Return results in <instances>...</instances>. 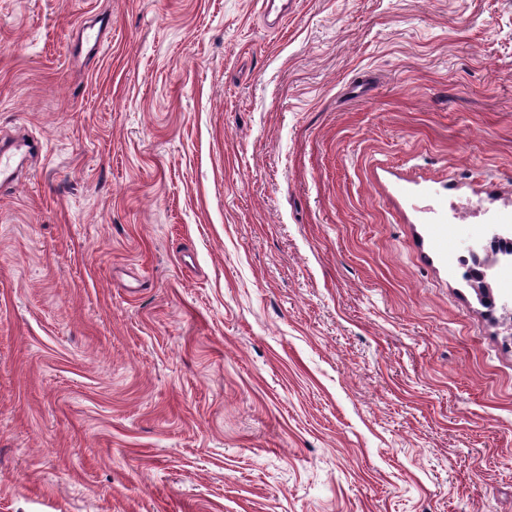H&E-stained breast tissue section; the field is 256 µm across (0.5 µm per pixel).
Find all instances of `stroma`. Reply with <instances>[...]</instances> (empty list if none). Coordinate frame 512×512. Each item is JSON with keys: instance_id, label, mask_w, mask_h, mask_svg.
Returning <instances> with one entry per match:
<instances>
[{"instance_id": "1", "label": "stroma", "mask_w": 512, "mask_h": 512, "mask_svg": "<svg viewBox=\"0 0 512 512\" xmlns=\"http://www.w3.org/2000/svg\"><path fill=\"white\" fill-rule=\"evenodd\" d=\"M0 512H512V0H0ZM31 145L25 140L2 142L0 149V184L14 180L17 170Z\"/></svg>"}]
</instances>
